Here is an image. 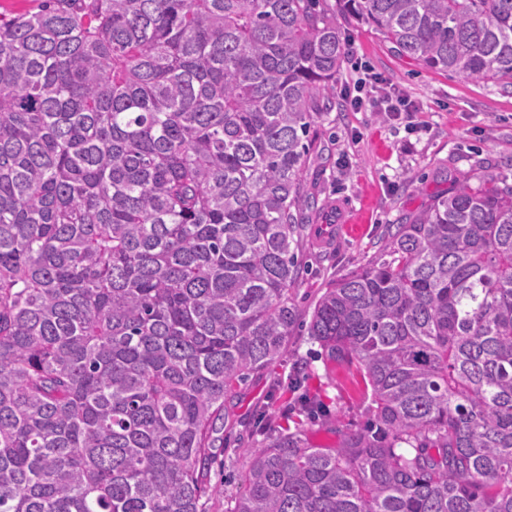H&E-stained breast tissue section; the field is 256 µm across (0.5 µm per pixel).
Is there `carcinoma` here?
I'll return each instance as SVG.
<instances>
[{
    "mask_svg": "<svg viewBox=\"0 0 512 512\" xmlns=\"http://www.w3.org/2000/svg\"><path fill=\"white\" fill-rule=\"evenodd\" d=\"M338 13L512 87V0L0 16V512H206L227 400L302 323L300 186ZM383 253L305 322L371 388L373 427L334 450L274 430L228 512H512V184L462 177Z\"/></svg>",
    "mask_w": 512,
    "mask_h": 512,
    "instance_id": "1",
    "label": "carcinoma"
}]
</instances>
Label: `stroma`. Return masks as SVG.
I'll list each match as a JSON object with an SVG mask.
<instances>
[{
	"instance_id": "1",
	"label": "stroma",
	"mask_w": 512,
	"mask_h": 512,
	"mask_svg": "<svg viewBox=\"0 0 512 512\" xmlns=\"http://www.w3.org/2000/svg\"><path fill=\"white\" fill-rule=\"evenodd\" d=\"M348 56L336 78L333 107L318 121L304 171V191L318 206L305 213L295 300L311 314L327 285L380 257L391 225L427 209L452 179L490 174L512 181V87L471 83L395 52L363 24L342 23ZM401 90L416 107L415 129L370 108H351L345 90L355 62ZM324 414L301 415L300 395ZM229 421L215 443L204 497L207 512H226L247 487V449L261 445L270 424L300 423L303 441L335 448L344 433L369 427L372 397L355 370L328 362L298 328L271 373L251 375L228 400Z\"/></svg>"
}]
</instances>
